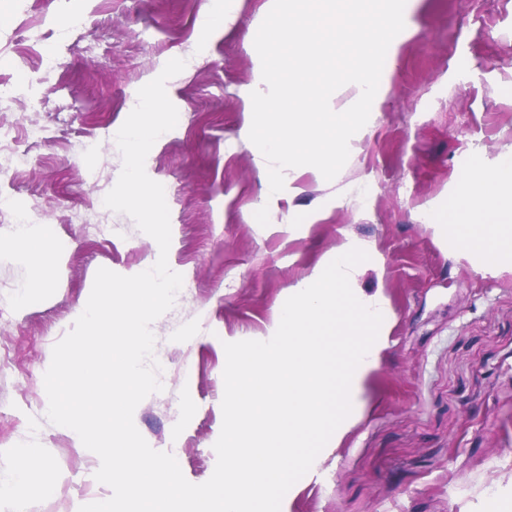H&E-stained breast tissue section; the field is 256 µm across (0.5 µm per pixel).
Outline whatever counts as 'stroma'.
Wrapping results in <instances>:
<instances>
[{
    "instance_id": "35a3bbf8",
    "label": "stroma",
    "mask_w": 512,
    "mask_h": 512,
    "mask_svg": "<svg viewBox=\"0 0 512 512\" xmlns=\"http://www.w3.org/2000/svg\"><path fill=\"white\" fill-rule=\"evenodd\" d=\"M204 0H0V83L25 70L29 90L0 104L20 160L0 196L51 225L55 251L41 273L0 221V482L39 449L61 474L52 493H24L26 512H74L110 496L93 452L47 418L43 377L73 327L95 274L129 276L159 256L124 213L102 209L123 160L113 137L140 87L167 61L179 114L145 170L165 188L168 261L192 285L156 319L162 391L134 423L185 478L207 481L222 426L224 345L264 340L291 288L337 248H367L357 285L383 288L391 324L357 424L281 512H477L485 495L512 512V255L487 266L438 236L433 215L458 194L474 159L512 151V0H406L397 58L385 62L383 103L334 180L299 170L291 191L265 192L249 140L243 92L252 83L264 0H239L229 29L198 41ZM83 13L81 39L59 47L61 67H22V46L60 37ZM43 128L30 143L31 126ZM94 139V153L82 143ZM24 306H17L20 290Z\"/></svg>"
}]
</instances>
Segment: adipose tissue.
<instances>
[{
  "mask_svg": "<svg viewBox=\"0 0 512 512\" xmlns=\"http://www.w3.org/2000/svg\"><path fill=\"white\" fill-rule=\"evenodd\" d=\"M462 186L455 199L462 218L436 221V230L454 237L464 251L482 254L488 265H497L512 251V152L492 168L475 162ZM17 455L19 464L11 480L0 484V512H24V490L33 487L48 494L61 482L59 472L40 458L37 449L21 448Z\"/></svg>",
  "mask_w": 512,
  "mask_h": 512,
  "instance_id": "obj_1",
  "label": "adipose tissue"
}]
</instances>
